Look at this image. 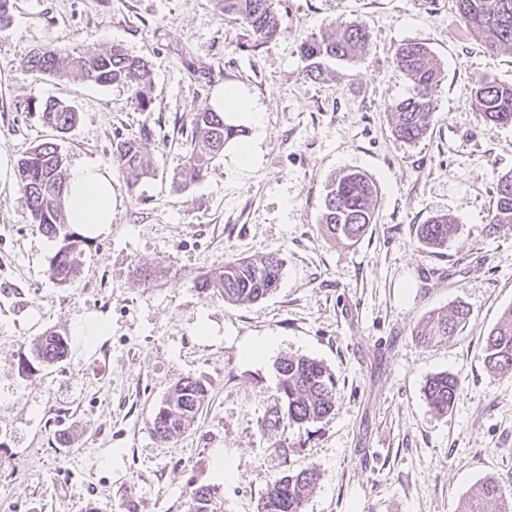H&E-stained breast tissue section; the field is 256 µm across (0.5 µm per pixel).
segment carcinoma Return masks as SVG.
Masks as SVG:
<instances>
[{
  "label": "carcinoma",
  "mask_w": 512,
  "mask_h": 512,
  "mask_svg": "<svg viewBox=\"0 0 512 512\" xmlns=\"http://www.w3.org/2000/svg\"><path fill=\"white\" fill-rule=\"evenodd\" d=\"M276 0H218L221 12L238 17L246 25L258 47L280 33ZM458 20L492 51L512 50V0H457ZM368 34L358 25L346 24L332 34L310 35L298 51L309 62L315 78L328 74L325 62L350 61L366 51ZM393 62L412 85V94L387 106L394 134L415 142L429 130L435 110L434 93L441 71L429 49L418 42L400 44ZM28 69L53 77H74L99 85H123L131 89L137 107L150 109L151 76L147 62L121 44L95 54L62 53L43 49L26 61ZM469 104L478 119L486 124H512V84L485 81L474 86ZM44 119L57 132L64 133L77 121L71 106L48 99L40 106ZM246 131L224 121V114L210 109L194 114L187 139L190 141L186 166L190 178L200 179L224 145L245 136ZM153 134L143 129L138 134L117 139L112 147L114 161L127 184L134 188L154 176L150 157L154 151ZM65 158L58 145L43 143L22 157L17 178L26 198L32 223L50 237H62V246L49 261L52 279L65 284L78 272L82 249L66 231L64 190L68 175ZM377 188L358 171L341 172L331 177L324 197L321 226L334 238L357 243L375 223ZM504 224H512V172L497 178L496 204L488 224L494 233ZM458 225L446 215L431 217L418 225L417 238L431 249L448 247ZM283 268L277 253L256 257L233 258L201 280L200 288L218 292L229 303H247L265 298L275 288ZM470 311L457 305L446 313L432 314L417 326V335L428 342L449 338L469 320ZM485 366L500 376L512 375V308L506 309L485 340ZM68 352L67 340L49 333L34 344L35 360L51 365ZM279 375V399L283 418L289 425L317 422L336 407V381L321 362L308 357H285L276 364ZM459 395V382L447 373L431 377L425 386V398L438 413L446 414ZM207 400L203 383L190 377L178 380L154 413L153 434L163 440L181 435L188 429ZM318 474L305 469L284 475L271 483L260 499L258 512H301L302 505L316 484ZM512 512V488L495 480L483 482L458 504L457 512ZM189 512H217L215 492L199 488L193 493Z\"/></svg>",
  "instance_id": "obj_1"
}]
</instances>
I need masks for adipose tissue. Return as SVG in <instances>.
Instances as JSON below:
<instances>
[{"label": "adipose tissue", "instance_id": "1", "mask_svg": "<svg viewBox=\"0 0 512 512\" xmlns=\"http://www.w3.org/2000/svg\"><path fill=\"white\" fill-rule=\"evenodd\" d=\"M112 173L100 164H81L67 180L66 211L71 224L99 234L112 222Z\"/></svg>", "mask_w": 512, "mask_h": 512}]
</instances>
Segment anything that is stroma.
<instances>
[{"instance_id": "stroma-1", "label": "stroma", "mask_w": 512, "mask_h": 512, "mask_svg": "<svg viewBox=\"0 0 512 512\" xmlns=\"http://www.w3.org/2000/svg\"><path fill=\"white\" fill-rule=\"evenodd\" d=\"M280 35L250 48L217 0H12L0 29V154L11 161L58 143L67 168L112 172V222L83 242L60 285L47 270L59 240L32 224L17 179L0 180V512H187L214 489L220 512H257L268 484L315 469L303 512H456L483 481L512 484V377L484 365L485 338L512 307V224L488 233L498 175L512 171V125L468 106L483 81L512 84V51L492 52L459 23L455 0H282ZM344 22L370 34L367 54L311 79L297 47ZM425 44L442 72L435 112L413 143L386 107L410 85L392 62ZM122 44L147 61L153 104L126 88L27 69L35 51L96 53ZM234 86L260 114L247 125L253 163L226 146L203 178L183 179L184 130L213 91ZM78 114L57 133L41 104ZM149 128L154 177L129 188L112 161L117 137ZM342 169L378 188L357 244L320 228L325 186ZM459 231L447 249L418 242L435 215ZM278 253L277 288L229 304L199 279L231 256ZM464 304L466 326L427 345L414 332ZM107 324L78 335L86 319ZM68 338L61 361L33 360L47 332ZM273 338L257 355L248 349ZM307 356L334 373L336 410L303 428L277 424L276 363ZM458 377L448 414L424 387ZM200 380L208 400L181 436L151 419L173 383ZM230 474H223V465Z\"/></svg>"}]
</instances>
